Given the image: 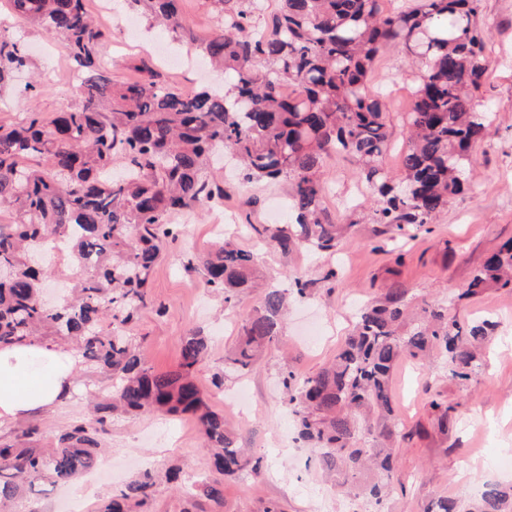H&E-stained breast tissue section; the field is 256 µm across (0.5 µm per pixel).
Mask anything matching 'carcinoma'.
<instances>
[{
	"instance_id": "carcinoma-1",
	"label": "carcinoma",
	"mask_w": 512,
	"mask_h": 512,
	"mask_svg": "<svg viewBox=\"0 0 512 512\" xmlns=\"http://www.w3.org/2000/svg\"><path fill=\"white\" fill-rule=\"evenodd\" d=\"M19 19L61 39L75 62L76 104L54 119L29 112L18 126L0 125V204L14 220L0 224V347L50 340L73 348L82 365L112 379L95 396L94 418L60 434L54 447L33 446L39 426L29 424L0 440V512L45 480L65 483L93 469L115 412L147 410L192 416L210 454V475L187 482L191 508L224 504V480L250 465L224 414L207 403L196 373L210 346L192 329L181 337L177 370L156 374L137 352L126 328L152 306L148 280L179 227L169 223L224 197L206 166L216 152L236 155L242 180L288 184L290 224L264 228L283 254L298 248L328 252L350 228L324 205L326 159L349 155L373 201L372 233L400 240L432 221L471 186L473 151L488 136L491 114L476 111L486 74L489 28L482 0H281L257 30L258 0H211L213 35L200 42L179 11V0H127L128 6L165 27L173 39L199 43L203 56L232 75L226 88L185 96L157 80L147 66L135 83L112 81L97 48L106 31L86 0H8ZM390 47L421 64L406 123L401 173L384 157L391 147L388 95L372 82ZM27 67L24 47L0 38V86ZM45 156L48 172L23 160ZM125 172L112 174V162ZM64 259L71 262L70 292L52 308L40 302L41 280ZM206 285L230 305L258 287L253 251L224 242L202 260ZM489 288L512 289V240L477 269L462 298ZM290 290L264 288L225 358L236 371L252 367L280 344ZM398 283L363 306L353 333L334 362L302 379L287 370L283 394L300 436L321 450L319 467L381 507L393 479L397 431L391 372L403 357H445L452 377L467 381L481 366V344L492 333L489 318L462 323L448 309L422 302L409 309ZM439 431H448L453 405L433 400ZM161 479L146 470L98 512H134L148 504ZM512 487L483 486L468 507L442 496L426 512H503Z\"/></svg>"
}]
</instances>
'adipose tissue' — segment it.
I'll use <instances>...</instances> for the list:
<instances>
[{
    "instance_id": "adipose-tissue-1",
    "label": "adipose tissue",
    "mask_w": 512,
    "mask_h": 512,
    "mask_svg": "<svg viewBox=\"0 0 512 512\" xmlns=\"http://www.w3.org/2000/svg\"><path fill=\"white\" fill-rule=\"evenodd\" d=\"M78 358L47 342L0 349V421L62 405L72 390Z\"/></svg>"
}]
</instances>
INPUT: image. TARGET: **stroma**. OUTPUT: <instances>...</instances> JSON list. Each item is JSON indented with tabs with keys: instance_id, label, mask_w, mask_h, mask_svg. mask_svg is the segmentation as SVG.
Masks as SVG:
<instances>
[{
	"instance_id": "obj_1",
	"label": "stroma",
	"mask_w": 512,
	"mask_h": 512,
	"mask_svg": "<svg viewBox=\"0 0 512 512\" xmlns=\"http://www.w3.org/2000/svg\"><path fill=\"white\" fill-rule=\"evenodd\" d=\"M484 16L492 31L486 56V79L477 97L491 107V135L474 151L471 191L454 197L447 210L425 225L399 249L384 247L364 219L371 200L356 174L354 161L344 155L327 158L324 178L330 188L326 204L344 198L349 220L356 226L334 253L306 249L282 254L266 245L257 230L266 224L288 223L284 208L287 187L281 183H243L212 167L207 175L224 186L222 209L207 206L190 215L175 214L171 223L182 228L168 243L164 257L149 278L153 306L144 310L130 329L142 337V355L152 371L164 374L181 361L180 338L200 328L210 336L208 357L197 375L209 404L222 412L237 433L239 445L259 473L244 472L225 480L223 512H264L277 504L282 512H347L366 501L337 487L319 469L318 451L298 439L293 416L282 400L279 385L284 369L308 376L330 364L353 328L357 309L378 298L392 282L408 288L413 302L429 301L448 307L461 321L487 317L497 328L481 371L471 380L452 378L442 358L401 360L392 374L394 412L391 424L401 437L395 451L396 469L385 512H424L442 495L470 503L485 482L512 485V291L489 289L465 299L461 292L475 269L504 241L512 239V0H483ZM112 35L102 43L100 58L112 79L136 78L139 61L154 62V45L169 41L187 60L185 68L160 70L161 82L192 91L208 84H229V75L200 68L196 48L170 41L168 33L129 10L125 0H112ZM0 36L20 42L27 53L25 73L0 87V124L22 122L30 110L52 118L72 105L73 63L65 46L42 27L15 18L7 0H0ZM416 67L402 52L389 49L377 79L390 93L388 108L393 145L384 159L391 173H399L405 147L404 124L414 86ZM38 80L36 92L26 91L28 77ZM225 232L238 225L241 247L257 254L260 275L271 286L287 288L293 277L308 282L305 295L294 296L280 345L243 372L224 366L242 321L258 304L253 293L224 304L206 288L200 275L188 274L186 258L211 252ZM335 277H328V270ZM221 386H214V377ZM79 385L70 400L48 413L33 415L43 433L42 443L71 424L88 419L86 395L110 390L111 381L90 369H80ZM442 394L453 404L447 433L435 426L430 402ZM184 468L202 479L208 458L197 422L189 416L170 417L155 411L136 416L113 415L104 438V453L96 476H83L85 490L74 496L69 486H51L42 497L45 512H98L104 502L143 468L162 473L170 466Z\"/></svg>"
}]
</instances>
